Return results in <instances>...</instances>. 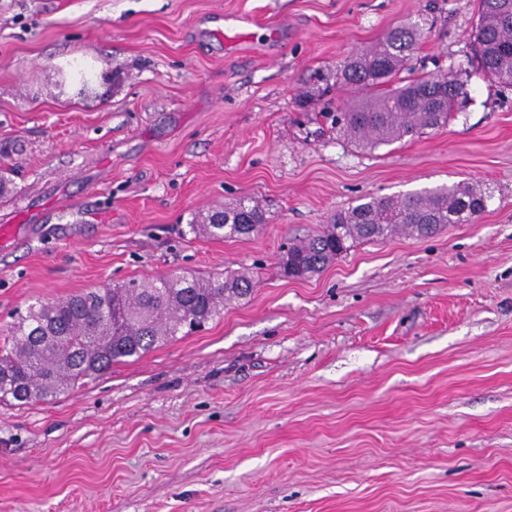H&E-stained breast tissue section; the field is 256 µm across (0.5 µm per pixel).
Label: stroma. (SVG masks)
I'll use <instances>...</instances> for the list:
<instances>
[{
    "instance_id": "stroma-1",
    "label": "stroma",
    "mask_w": 512,
    "mask_h": 512,
    "mask_svg": "<svg viewBox=\"0 0 512 512\" xmlns=\"http://www.w3.org/2000/svg\"><path fill=\"white\" fill-rule=\"evenodd\" d=\"M479 0H0V339L106 283L252 276L221 319L57 399L0 404V512H512V88ZM255 20L226 50L208 32ZM419 24L415 75L470 90L373 150L324 117L336 72ZM489 184L472 224L285 277L281 248L363 197ZM261 201L249 238L195 216ZM473 38L484 76L503 88L512 87V0H479Z\"/></svg>"
}]
</instances>
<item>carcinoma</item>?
Masks as SVG:
<instances>
[{
  "label": "carcinoma",
  "mask_w": 512,
  "mask_h": 512,
  "mask_svg": "<svg viewBox=\"0 0 512 512\" xmlns=\"http://www.w3.org/2000/svg\"><path fill=\"white\" fill-rule=\"evenodd\" d=\"M473 38L488 81L512 87V0H479ZM422 37L417 25L396 26L379 42L349 56L340 68L345 95L328 114L336 134L362 148L421 136L448 124L468 98L455 75L414 76L410 59ZM492 197L485 183L442 186L400 199L365 198L332 215L324 229L287 247L283 274L322 271L353 244L398 233L434 236L448 224H470ZM259 203L240 199L200 217L192 230L238 240L266 223ZM252 290L250 277L172 274L107 285L58 300H38L10 327L0 345V402H46L97 378L115 363L138 359L223 315L224 303Z\"/></svg>",
  "instance_id": "cac0c4a2"
}]
</instances>
